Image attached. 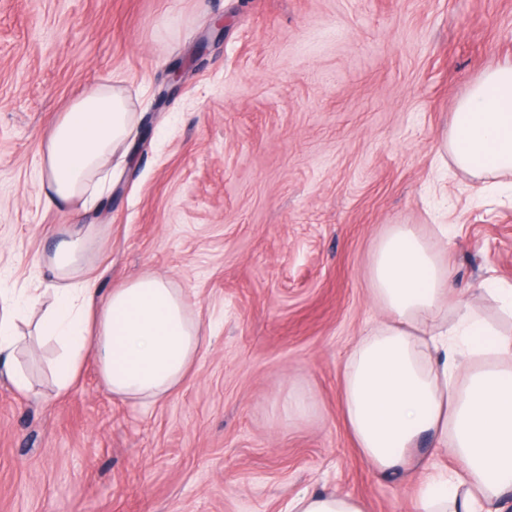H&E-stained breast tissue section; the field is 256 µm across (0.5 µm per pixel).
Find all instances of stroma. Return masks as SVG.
Returning <instances> with one entry per match:
<instances>
[{"label":"stroma","instance_id":"stroma-1","mask_svg":"<svg viewBox=\"0 0 512 512\" xmlns=\"http://www.w3.org/2000/svg\"><path fill=\"white\" fill-rule=\"evenodd\" d=\"M508 60L512 0H0V289L45 287L70 218L39 193L42 135L119 73L139 119L112 158L122 190L90 214L89 270L106 288L166 277L208 336L146 405L114 399L91 358L58 393L54 350L35 346L38 396L0 379V512H288L323 489L413 512L414 479L354 446L344 366L386 317L371 265L395 224L496 319L482 289L512 286V197L441 138Z\"/></svg>","mask_w":512,"mask_h":512}]
</instances>
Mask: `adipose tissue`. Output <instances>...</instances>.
Listing matches in <instances>:
<instances>
[{
	"label": "adipose tissue",
	"instance_id": "adipose-tissue-1",
	"mask_svg": "<svg viewBox=\"0 0 512 512\" xmlns=\"http://www.w3.org/2000/svg\"><path fill=\"white\" fill-rule=\"evenodd\" d=\"M116 76L79 92L41 140L46 202L74 221L43 257L53 301L38 335L53 343L58 390L80 378L93 356L113 397L157 402L183 382L205 336L182 289L157 274L103 289L82 273L88 213L112 156L130 136L135 111ZM454 164L474 178L512 189V61L485 72L462 99L444 135ZM373 294L390 314L370 329L344 369L345 423L360 454L381 475L417 477L414 512H504L512 491V336L450 301L451 273L407 224L381 239ZM28 292L0 291V375L22 394L19 365ZM429 449L417 453L421 440ZM448 454L455 466L436 465ZM291 512H365L355 498L303 493Z\"/></svg>",
	"mask_w": 512,
	"mask_h": 512
}]
</instances>
